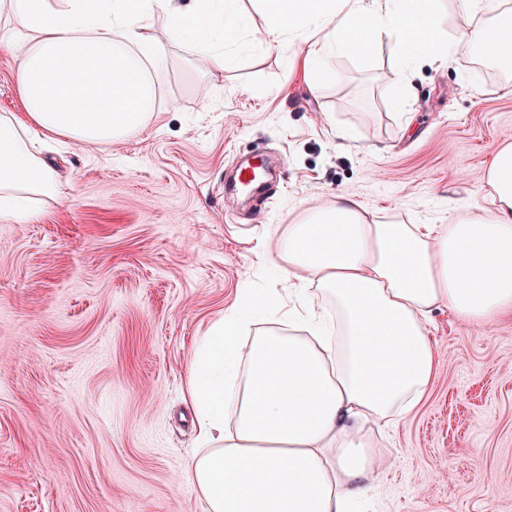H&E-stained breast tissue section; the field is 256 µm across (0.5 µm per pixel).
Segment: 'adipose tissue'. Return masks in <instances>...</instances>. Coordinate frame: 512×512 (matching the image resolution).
I'll return each mask as SVG.
<instances>
[{"mask_svg": "<svg viewBox=\"0 0 512 512\" xmlns=\"http://www.w3.org/2000/svg\"><path fill=\"white\" fill-rule=\"evenodd\" d=\"M254 2L267 47L296 42L312 90L335 80L336 52L362 56L384 36L399 96L423 62L463 41L512 64L500 0H458L469 23L450 36L437 26L441 0ZM244 12V0H0V46L15 56L24 107L0 113V220L32 222L56 196L44 138L110 144L146 127L161 72L155 14L211 71L228 65ZM485 191L487 208L448 224H384L340 195L277 237L271 262L285 290L243 289L194 347L186 476L204 512H351L372 495L358 424L397 425L428 395L441 366L434 311L487 332L512 312V141L487 165ZM258 319L270 328L254 336Z\"/></svg>", "mask_w": 512, "mask_h": 512, "instance_id": "1", "label": "adipose tissue"}]
</instances>
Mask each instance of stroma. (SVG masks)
<instances>
[{
  "label": "stroma",
  "instance_id": "1",
  "mask_svg": "<svg viewBox=\"0 0 512 512\" xmlns=\"http://www.w3.org/2000/svg\"><path fill=\"white\" fill-rule=\"evenodd\" d=\"M248 27L224 70L164 40L146 129L112 145L51 141L64 186L30 224L0 222V512H203L185 469L194 342L242 288H283L267 246L345 194L377 221L446 224L484 205L485 166L512 141V72L459 44L384 94L392 44L329 59L309 90L294 49ZM264 156L263 193L224 190ZM442 360L414 417L366 424L383 463L368 512H512V314L491 334L434 312Z\"/></svg>",
  "mask_w": 512,
  "mask_h": 512
}]
</instances>
